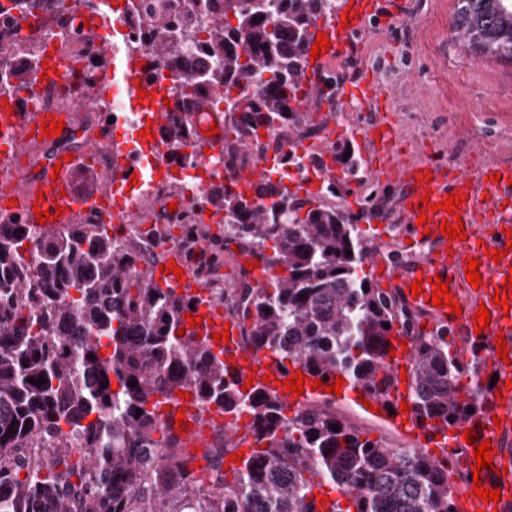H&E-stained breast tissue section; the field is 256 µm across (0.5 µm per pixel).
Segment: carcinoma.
I'll return each mask as SVG.
<instances>
[{
  "mask_svg": "<svg viewBox=\"0 0 512 512\" xmlns=\"http://www.w3.org/2000/svg\"><path fill=\"white\" fill-rule=\"evenodd\" d=\"M336 8V0H187L147 26L135 51L153 65L191 48L211 60L224 76L222 97L192 68L179 88L234 108L227 152L258 141L261 127L317 137L323 124L307 122L300 106L310 28ZM457 17L464 40L512 57V0H459ZM190 134L172 116L164 144ZM257 195L271 206L226 185L202 199L224 213L226 238L274 271L255 285L242 267L215 289L243 350L268 351L280 372L298 364L325 383L340 374L386 399L397 324L412 342L421 427L446 430L482 411L483 347L464 362L447 335H424L417 315L359 276L369 249L346 208L270 181ZM27 238L26 225L0 218V512H456L459 473L448 461L370 439L336 417L331 400L291 409L275 391H242L225 351L205 336L177 335L199 296L141 274L142 255L106 229L45 230L28 260ZM40 376L42 386L28 382ZM185 388L200 421L213 407L247 411L254 448L238 465L227 464L239 442L226 435L199 457L158 423L159 399ZM35 439L48 450L28 453ZM325 485L340 497L318 502L314 489Z\"/></svg>",
  "mask_w": 512,
  "mask_h": 512,
  "instance_id": "1",
  "label": "carcinoma"
}]
</instances>
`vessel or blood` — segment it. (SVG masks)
Returning a JSON list of instances; mask_svg holds the SVG:
<instances>
[{"label":"vessel or blood","instance_id":"vessel-or-blood-1","mask_svg":"<svg viewBox=\"0 0 512 512\" xmlns=\"http://www.w3.org/2000/svg\"><path fill=\"white\" fill-rule=\"evenodd\" d=\"M380 6L377 0H354L350 7V21L341 15L317 22L316 31L325 33L330 42L328 52L320 55L318 64L336 60L342 47L350 45L367 18L374 16ZM37 15L21 10L15 0H0V28L25 29L36 22ZM53 27L69 40L83 42L88 30H96L97 36L87 43L88 53L106 58L107 69L89 70L86 64L67 54H56L51 60V71H38L30 93L11 101L0 108V185L10 187L14 203L9 214L18 216L21 223L35 224L36 213L46 210L48 205L63 207L62 215L51 220L52 228L72 224L80 211L95 208L101 223L124 224L130 221L149 225L153 222L150 213L141 205L120 204L119 191L123 189L134 166V161L123 143L120 130L108 120H100L93 137H85L82 130L67 121L68 115L56 105L57 98L74 86L95 84V95L75 98L73 107L84 112L101 109L103 100L114 92H121L133 112L141 119L151 120L152 137H141L144 153L169 162L170 155L163 143V130L173 112L189 115L193 125V136L188 151L197 171L212 179L234 184L236 189L255 194L267 172L276 166L277 157L262 155L256 169L246 172L231 170L218 165L224 153L223 128L228 125L223 113L210 108L206 100L177 91H165L145 73L138 55L121 51L112 39V21L100 8L97 0H87L85 6L55 13ZM85 42V41H84ZM64 121L62 133L45 136L41 126L49 119ZM218 126V134H211V126ZM349 134L357 140L369 161L364 168L365 179L377 183H400L405 187L397 199V210L401 217L399 231L402 239L408 240L412 249L411 262L398 265H383L378 252H371L368 265L376 272L378 283L394 290L412 311L425 320L431 333L447 331L448 340L455 351L469 354L471 342H481L491 353L492 360L486 372L494 384L488 387V406L465 426L448 430L445 436L427 439L413 411H401L402 402L408 401L411 391L410 379H396L388 401L378 403L380 414L386 415L402 433L416 438L422 448L437 447L440 455L446 456L449 466L465 468L475 464V457L456 459V449L465 447L464 430L474 432L475 443L490 441L494 449H502L506 439L512 437V389L507 381L512 380V296L506 305L495 301L496 290H507L506 279L512 275V250H507V231H512V167L488 164L478 171H455L452 176L442 177L436 168L423 159L403 160L399 153V139L392 123L382 114H375L366 124L352 125ZM37 143L43 151L38 167L18 166L17 160L30 143ZM110 156L114 164L111 184L76 191L73 182L77 172L91 170V162L101 156ZM336 181L345 186L344 199L357 222L376 224L375 208L363 198L357 188L347 187V178L336 166L327 170H310L301 186L313 190L315 184L324 180ZM455 192L462 193L465 200L457 207L465 228V239H450L442 235L440 226L447 218L446 210L440 209V201ZM436 204L434 212L422 213L423 201ZM501 251L500 260H493L492 251ZM480 262L479 287L469 284L465 270L469 259ZM447 280L451 298L461 306L460 314H452L447 307L433 306L430 298L433 279ZM420 281L424 292L412 295L413 281ZM486 307L491 321L486 330L476 328L475 315L479 307ZM504 337L508 347L506 358H498L495 341ZM271 357L267 352H241L232 363L243 375L253 376L262 382L269 372ZM501 458H494L493 466L482 469L480 479L483 487L500 489L499 502H485L474 496L472 485H465L455 498L457 512H512V475L503 472Z\"/></svg>","mask_w":512,"mask_h":512}]
</instances>
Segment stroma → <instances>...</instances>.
I'll list each match as a JSON object with an SVG mask.
<instances>
[{"instance_id":"stroma-1","label":"stroma","mask_w":512,"mask_h":512,"mask_svg":"<svg viewBox=\"0 0 512 512\" xmlns=\"http://www.w3.org/2000/svg\"><path fill=\"white\" fill-rule=\"evenodd\" d=\"M457 0H397L393 19L367 24L353 39L356 61L340 57L313 73V83L334 77L343 83L374 70L380 109L394 124L407 160L422 158L441 170L512 164V58L480 62L457 35ZM323 123L319 151L357 150L337 135L343 124L361 121L364 110L341 99L312 97L305 106ZM336 409L389 444L405 438L387 421L349 400Z\"/></svg>"}]
</instances>
